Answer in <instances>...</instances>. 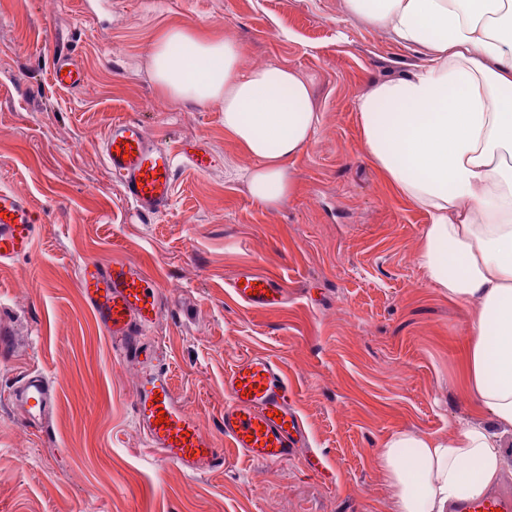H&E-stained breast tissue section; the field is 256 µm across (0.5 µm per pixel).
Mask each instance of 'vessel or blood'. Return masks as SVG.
I'll return each mask as SVG.
<instances>
[{"instance_id":"1","label":"vessel or blood","mask_w":512,"mask_h":512,"mask_svg":"<svg viewBox=\"0 0 512 512\" xmlns=\"http://www.w3.org/2000/svg\"><path fill=\"white\" fill-rule=\"evenodd\" d=\"M50 76L62 90H75L85 83L80 61L71 56L56 59ZM102 149L106 166L121 183L127 200L145 217L170 209L179 162L200 171L210 166L207 154L186 148L175 152L150 139L133 117L112 121ZM38 221L30 200L0 189L1 264L34 254ZM75 279L112 344L113 357L136 369L134 419L148 447L190 473L220 465L223 450L216 448L177 394L163 348L146 337L166 302L159 282L141 265L118 257L83 259ZM231 291L252 308L277 306L284 294L279 282L248 269L237 273ZM224 396V436L232 447L272 464L294 456L305 430L280 363L257 354L243 358L225 373ZM10 398L22 423L32 430L51 416L57 391L46 373L33 370L15 383ZM458 512H512V494L492 493L459 505Z\"/></svg>"}]
</instances>
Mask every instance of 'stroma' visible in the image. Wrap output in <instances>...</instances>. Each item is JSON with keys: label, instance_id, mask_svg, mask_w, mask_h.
Masks as SVG:
<instances>
[{"label": "stroma", "instance_id": "1", "mask_svg": "<svg viewBox=\"0 0 512 512\" xmlns=\"http://www.w3.org/2000/svg\"><path fill=\"white\" fill-rule=\"evenodd\" d=\"M187 24L229 31L244 66L273 62L310 83L321 124L281 203L249 194L251 161L222 112L157 92L156 40ZM59 53L83 62L82 88L53 86ZM421 61L343 0H0V188L40 219L33 256L0 265V512H393L382 442L447 434L468 410L467 315L418 265L429 218L369 163L356 110L374 81ZM130 115L154 140L215 156L205 172L178 167L159 216L135 212L103 159L108 124ZM115 256L147 265L168 295L149 334L223 448L219 468L187 473L136 426L133 372L113 361L73 275L82 259ZM246 266L286 283L279 306L233 296L227 283ZM256 353L282 365L308 435L283 463L224 438V373ZM31 370L58 393L33 431L9 399Z\"/></svg>", "mask_w": 512, "mask_h": 512}]
</instances>
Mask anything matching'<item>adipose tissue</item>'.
<instances>
[{
    "instance_id": "adipose-tissue-1",
    "label": "adipose tissue",
    "mask_w": 512,
    "mask_h": 512,
    "mask_svg": "<svg viewBox=\"0 0 512 512\" xmlns=\"http://www.w3.org/2000/svg\"><path fill=\"white\" fill-rule=\"evenodd\" d=\"M347 13L424 52L407 75L371 85L356 109L366 155L430 217L416 259L468 311L462 333L467 416L450 434L399 430L378 451L394 512H455L498 486L512 438V0H344ZM152 79L172 102L216 106L252 158L250 195L276 204L289 164L320 117L308 82L285 67H243L231 34L165 31Z\"/></svg>"
}]
</instances>
